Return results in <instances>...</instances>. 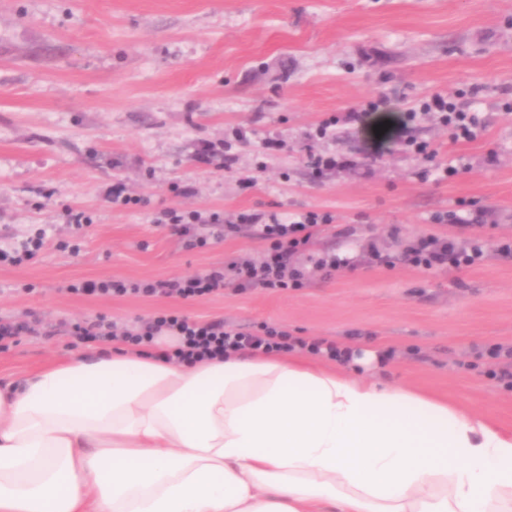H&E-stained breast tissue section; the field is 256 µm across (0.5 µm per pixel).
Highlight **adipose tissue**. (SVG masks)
Instances as JSON below:
<instances>
[{"label":"adipose tissue","instance_id":"adipose-tissue-1","mask_svg":"<svg viewBox=\"0 0 512 512\" xmlns=\"http://www.w3.org/2000/svg\"><path fill=\"white\" fill-rule=\"evenodd\" d=\"M0 512H512V432L296 357L0 382Z\"/></svg>","mask_w":512,"mask_h":512}]
</instances>
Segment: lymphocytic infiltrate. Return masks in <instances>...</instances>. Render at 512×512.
<instances>
[{
  "label": "lymphocytic infiltrate",
  "mask_w": 512,
  "mask_h": 512,
  "mask_svg": "<svg viewBox=\"0 0 512 512\" xmlns=\"http://www.w3.org/2000/svg\"><path fill=\"white\" fill-rule=\"evenodd\" d=\"M423 111L437 113L453 142H471L478 135V122L469 112L442 95H432L421 105ZM156 223L170 226L187 248L204 249L212 241L237 232L247 226L263 246L261 258L232 257L224 265L202 273L159 280H87L68 284L66 290L75 295L122 297L206 298L231 287L236 291L260 290L284 292L305 287L311 270L338 271L351 264L350 259L328 253L312 266L298 263L319 227L330 224L329 214L313 211L291 223L277 217L266 218L255 213H239L227 218L219 214L203 215L196 211L183 212L175 208L159 211ZM481 245L459 246L455 240L436 236L417 238L406 250L405 258L414 267L436 271L446 267L469 268L482 260ZM168 333L179 337L178 346L166 356L167 361L197 363L224 360L243 350L264 353H288L303 350L340 363H348L350 354L334 342L306 339L293 335L287 328L261 324L255 328H232L223 321L192 320L176 312H161L130 327L120 328L105 319L92 323H75L69 331L74 344L121 340L130 349L143 352L155 336Z\"/></svg>",
  "instance_id": "lymphocytic-infiltrate-1"
}]
</instances>
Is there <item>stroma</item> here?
Returning <instances> with one entry per match:
<instances>
[{
	"instance_id": "35a3bbf8",
	"label": "stroma",
	"mask_w": 512,
	"mask_h": 512,
	"mask_svg": "<svg viewBox=\"0 0 512 512\" xmlns=\"http://www.w3.org/2000/svg\"><path fill=\"white\" fill-rule=\"evenodd\" d=\"M438 92L477 115V140L452 143L422 112ZM359 111L363 121L349 120ZM330 118L333 135L318 137ZM409 137L437 149L434 161L409 151ZM207 142L220 164L196 162ZM313 154L348 167L316 177ZM451 162L466 172L439 179L437 166ZM116 183L141 205L112 206ZM69 207L90 226L75 232ZM166 207L283 221L328 213L311 253L355 267L313 272L298 290L228 288L193 301L63 292L260 257L245 229L187 249L155 224ZM456 210L464 223L450 222ZM44 227L35 260L0 264V319L39 320L0 351L1 381L78 359L72 323L103 315L123 327L175 310L371 352L358 376L511 431L512 386L498 374L512 373V356L490 350L512 349V256L497 250L512 239V0H0V249ZM423 235L480 243L484 258L422 271L404 254ZM374 248L393 267L372 265Z\"/></svg>"
}]
</instances>
